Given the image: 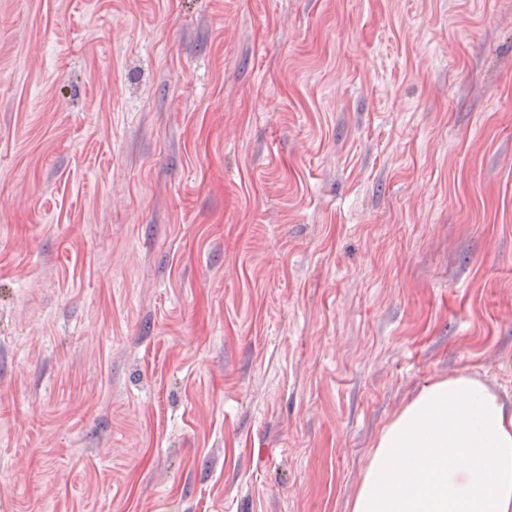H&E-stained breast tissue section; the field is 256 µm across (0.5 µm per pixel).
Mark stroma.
<instances>
[{
	"label": "stroma",
	"instance_id": "obj_1",
	"mask_svg": "<svg viewBox=\"0 0 512 512\" xmlns=\"http://www.w3.org/2000/svg\"><path fill=\"white\" fill-rule=\"evenodd\" d=\"M461 374L512 408V0H0V512H351Z\"/></svg>",
	"mask_w": 512,
	"mask_h": 512
}]
</instances>
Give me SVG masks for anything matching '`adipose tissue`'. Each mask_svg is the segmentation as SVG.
Wrapping results in <instances>:
<instances>
[{"mask_svg": "<svg viewBox=\"0 0 512 512\" xmlns=\"http://www.w3.org/2000/svg\"><path fill=\"white\" fill-rule=\"evenodd\" d=\"M352 512H512V412L468 375L424 388L382 429Z\"/></svg>", "mask_w": 512, "mask_h": 512, "instance_id": "1", "label": "adipose tissue"}]
</instances>
